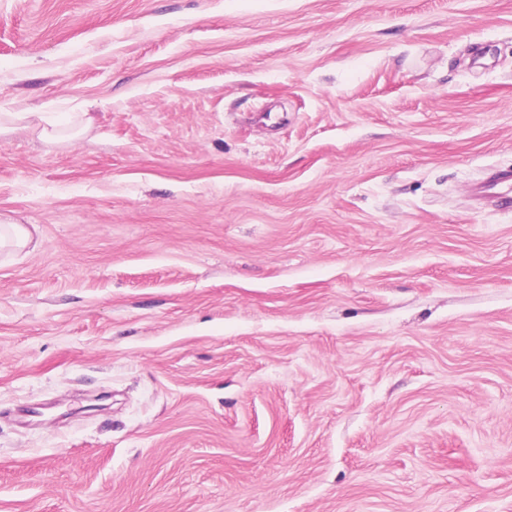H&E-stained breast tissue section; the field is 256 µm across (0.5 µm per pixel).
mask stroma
<instances>
[{"label": "stroma", "mask_w": 512, "mask_h": 512, "mask_svg": "<svg viewBox=\"0 0 512 512\" xmlns=\"http://www.w3.org/2000/svg\"><path fill=\"white\" fill-rule=\"evenodd\" d=\"M0 512H512V0H0ZM16 125H22L29 129L48 146L66 141L74 144L82 138L87 127L84 120L77 116L75 126L67 134L56 125L49 123L41 112H3L0 114V135L7 134ZM0 247L10 245L15 249H23L32 243L30 230L24 225L7 218L0 219Z\"/></svg>", "instance_id": "obj_1"}]
</instances>
